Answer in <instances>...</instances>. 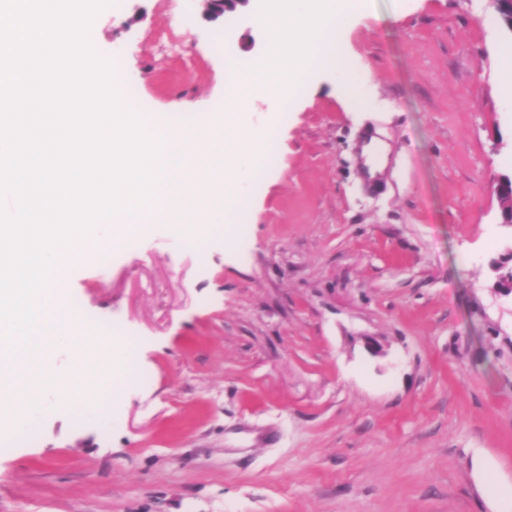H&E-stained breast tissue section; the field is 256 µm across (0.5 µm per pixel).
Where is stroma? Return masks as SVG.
Here are the masks:
<instances>
[{"label":"stroma","mask_w":512,"mask_h":512,"mask_svg":"<svg viewBox=\"0 0 512 512\" xmlns=\"http://www.w3.org/2000/svg\"><path fill=\"white\" fill-rule=\"evenodd\" d=\"M255 0H123L90 28L153 112L215 116L261 55ZM495 0H368L343 29L360 89L314 72L249 100L275 157L206 211L60 276L66 304L134 346L0 436V512H494L512 485V104ZM492 17L484 26L480 17ZM232 28V54L212 46ZM378 137L377 182L362 147Z\"/></svg>","instance_id":"obj_1"}]
</instances>
